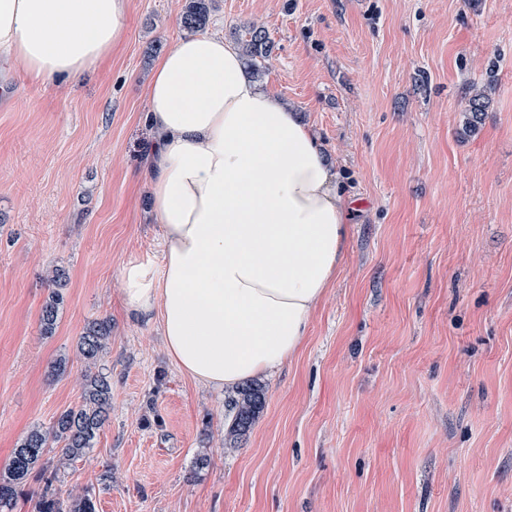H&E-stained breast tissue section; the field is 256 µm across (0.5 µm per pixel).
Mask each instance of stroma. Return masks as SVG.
<instances>
[{
	"mask_svg": "<svg viewBox=\"0 0 512 512\" xmlns=\"http://www.w3.org/2000/svg\"><path fill=\"white\" fill-rule=\"evenodd\" d=\"M183 5L130 0L122 43L75 84L0 69V472L81 404L78 338L112 326L108 423L73 460L50 443L12 512L48 480L97 512H512V0H215L207 31L264 27L256 81L311 126L351 202L337 276L232 449L231 389L185 376L122 301L123 266L162 260L145 89ZM49 282L55 290L49 294L41 310V333L45 336L53 335L56 328L59 307L63 301L62 294L58 289L65 288L66 286L65 273L59 269H55L53 275L49 278Z\"/></svg>",
	"mask_w": 512,
	"mask_h": 512,
	"instance_id": "obj_1",
	"label": "stroma"
}]
</instances>
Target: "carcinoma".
Returning a JSON list of instances; mask_svg holds the SVG:
<instances>
[{"label":"carcinoma","instance_id":"carcinoma-1","mask_svg":"<svg viewBox=\"0 0 512 512\" xmlns=\"http://www.w3.org/2000/svg\"><path fill=\"white\" fill-rule=\"evenodd\" d=\"M213 0H185L180 22L189 32L204 29L209 20ZM244 57L254 71H259L257 61H266L272 54V42L265 30L250 28L248 38L243 40ZM469 109L465 129H477L479 114L484 108V95L475 94L468 100ZM53 291L41 310V333L53 335L63 301L59 289L66 286L65 273L59 269L49 278ZM111 338V325L105 320L94 319L85 324L79 336L78 350L88 365L97 360ZM265 394L257 383H245L237 388L235 395L227 402L230 425L227 432L229 444H237L246 436L263 410ZM112 407V385L109 377L101 372L88 371L85 374L83 403L77 408L63 411L52 429L32 430L14 449L8 468L0 473V508H9L17 498L20 488L34 468L41 462L49 440L62 444L61 456L65 460L80 457L93 447L99 431L109 419ZM37 512H96L93 495L85 492L63 499L46 486L39 496Z\"/></svg>","mask_w":512,"mask_h":512}]
</instances>
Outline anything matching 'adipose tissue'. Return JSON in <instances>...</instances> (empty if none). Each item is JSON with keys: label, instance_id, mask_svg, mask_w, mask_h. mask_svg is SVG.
Returning a JSON list of instances; mask_svg holds the SVG:
<instances>
[{"label": "adipose tissue", "instance_id": "ef3b65f1", "mask_svg": "<svg viewBox=\"0 0 512 512\" xmlns=\"http://www.w3.org/2000/svg\"><path fill=\"white\" fill-rule=\"evenodd\" d=\"M128 13L129 0H0V53L73 83L123 41ZM145 95L162 262L125 264L123 301L159 323L183 374L231 388L301 347L342 260L347 200L309 127L223 35L182 37Z\"/></svg>", "mask_w": 512, "mask_h": 512}]
</instances>
